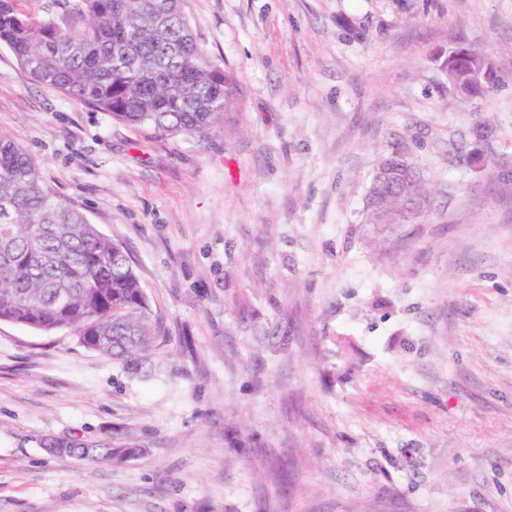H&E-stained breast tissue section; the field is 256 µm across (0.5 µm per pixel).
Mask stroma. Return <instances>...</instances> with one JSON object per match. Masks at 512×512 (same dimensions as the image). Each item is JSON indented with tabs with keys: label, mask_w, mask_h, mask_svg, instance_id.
Instances as JSON below:
<instances>
[{
	"label": "stroma",
	"mask_w": 512,
	"mask_h": 512,
	"mask_svg": "<svg viewBox=\"0 0 512 512\" xmlns=\"http://www.w3.org/2000/svg\"><path fill=\"white\" fill-rule=\"evenodd\" d=\"M182 10L236 85L192 138L69 99L0 45V136L124 247L167 336L136 375L0 322V512H512V0ZM459 42L501 77L471 102L431 59ZM394 154L429 208L374 224ZM70 436L144 453L41 445ZM70 440L71 448H92L96 458L88 459H103L112 462V464L122 465L130 459L140 455L142 448L130 441L101 443L99 441H85L77 439Z\"/></svg>",
	"instance_id": "obj_1"
}]
</instances>
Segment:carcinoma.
<instances>
[{
    "label": "carcinoma",
    "instance_id": "obj_1",
    "mask_svg": "<svg viewBox=\"0 0 512 512\" xmlns=\"http://www.w3.org/2000/svg\"><path fill=\"white\" fill-rule=\"evenodd\" d=\"M18 0H0V43L30 76L68 98L137 129L193 137L215 128L235 109L232 75L200 52L180 0H75L85 21L74 33L48 17L23 13ZM441 69L465 81L463 98L488 93L498 82L481 52L457 46L436 56ZM408 171L396 185L372 183L375 224L402 222L408 203L427 193ZM0 321L42 332L68 330L83 347L136 369L166 341L123 248L42 182L28 153L0 137ZM98 459L122 465L142 449L130 441L70 440Z\"/></svg>",
    "mask_w": 512,
    "mask_h": 512
}]
</instances>
